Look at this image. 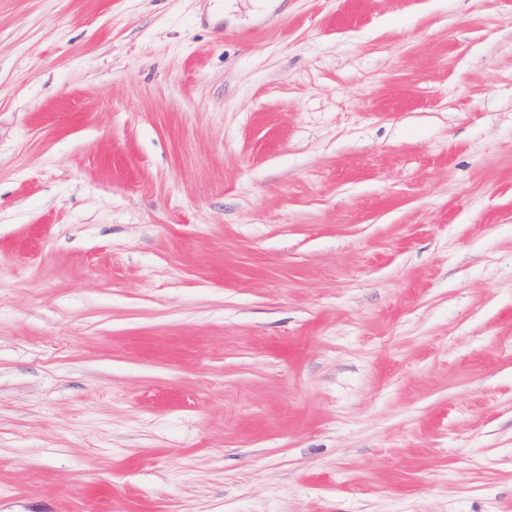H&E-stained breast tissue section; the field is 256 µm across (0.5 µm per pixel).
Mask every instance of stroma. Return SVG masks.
<instances>
[{
    "label": "stroma",
    "mask_w": 512,
    "mask_h": 512,
    "mask_svg": "<svg viewBox=\"0 0 512 512\" xmlns=\"http://www.w3.org/2000/svg\"><path fill=\"white\" fill-rule=\"evenodd\" d=\"M0 512H512V0H0Z\"/></svg>",
    "instance_id": "obj_1"
}]
</instances>
